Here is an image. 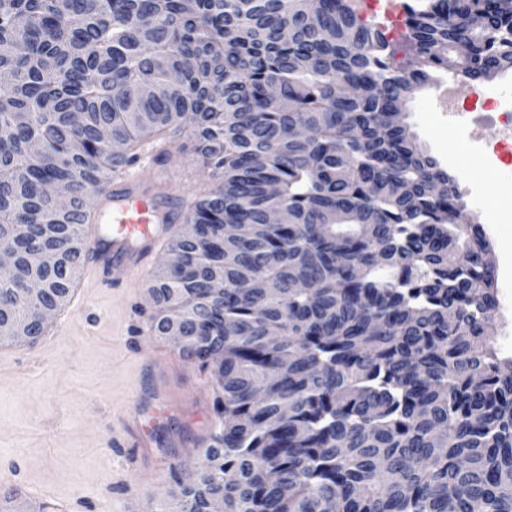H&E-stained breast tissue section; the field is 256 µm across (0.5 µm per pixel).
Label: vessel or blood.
<instances>
[{
  "label": "vessel or blood",
  "instance_id": "vessel-or-blood-1",
  "mask_svg": "<svg viewBox=\"0 0 512 512\" xmlns=\"http://www.w3.org/2000/svg\"><path fill=\"white\" fill-rule=\"evenodd\" d=\"M98 218L103 231L91 252L104 283L112 285L127 284L135 270L146 267L179 221L175 195L156 192L153 181L138 170L103 191Z\"/></svg>",
  "mask_w": 512,
  "mask_h": 512
}]
</instances>
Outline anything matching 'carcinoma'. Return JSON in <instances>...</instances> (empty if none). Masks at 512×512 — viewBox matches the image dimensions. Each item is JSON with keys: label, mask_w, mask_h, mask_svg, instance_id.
Segmentation results:
<instances>
[{"label": "carcinoma", "mask_w": 512, "mask_h": 512, "mask_svg": "<svg viewBox=\"0 0 512 512\" xmlns=\"http://www.w3.org/2000/svg\"><path fill=\"white\" fill-rule=\"evenodd\" d=\"M404 26L352 0H0L16 335L71 295L96 196L143 144L186 131L222 170L148 286L155 333L177 327L223 391L209 464L168 512H512L488 243L403 122L440 73L512 69V0H424ZM15 224L53 265H30ZM30 280L34 299L13 293Z\"/></svg>", "instance_id": "obj_1"}]
</instances>
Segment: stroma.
Listing matches in <instances>:
<instances>
[{
	"instance_id": "stroma-1",
	"label": "stroma",
	"mask_w": 512,
	"mask_h": 512,
	"mask_svg": "<svg viewBox=\"0 0 512 512\" xmlns=\"http://www.w3.org/2000/svg\"><path fill=\"white\" fill-rule=\"evenodd\" d=\"M404 121L456 183L480 187V198L467 205L474 220L498 219L486 235L499 303L490 339L501 358H512V168L473 147L455 156L460 124L440 112L434 87L414 95ZM159 166L186 199L221 179L183 135ZM166 256L159 251L130 286L117 288L85 264L84 300L68 299L45 335L0 356V506L10 495L30 512H155L177 478L201 464L199 441L217 424L220 390L211 364L184 358L148 329L157 308L147 283ZM157 393L171 413L154 427L152 451L144 454L127 422Z\"/></svg>"
}]
</instances>
